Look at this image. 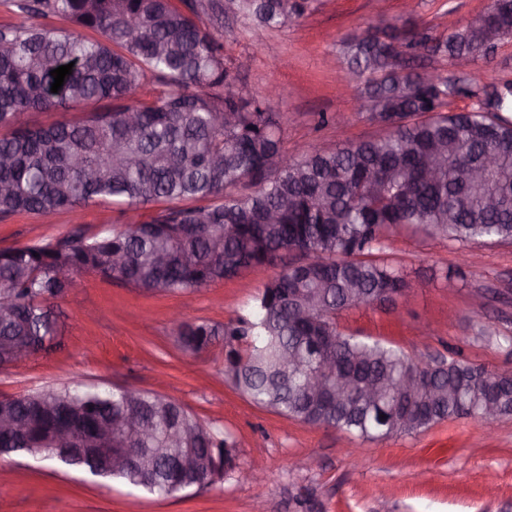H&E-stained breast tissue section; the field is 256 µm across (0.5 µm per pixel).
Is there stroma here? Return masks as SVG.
Instances as JSON below:
<instances>
[{"label":"stroma","mask_w":512,"mask_h":512,"mask_svg":"<svg viewBox=\"0 0 512 512\" xmlns=\"http://www.w3.org/2000/svg\"><path fill=\"white\" fill-rule=\"evenodd\" d=\"M488 0H314L312 10L274 29L243 25L225 12L215 32L239 87L276 113L282 147L300 154L382 135L359 116L355 89L341 83L339 43L380 20L410 21L435 35L463 29ZM458 81L478 77L475 94L452 97L465 111L512 82V36L489 62L468 70L426 62ZM341 114L318 127L320 113ZM74 215H14L0 220V249L67 233ZM385 259L406 270L408 295L390 309L356 308L341 329L379 338L418 361L461 358L512 371V243L460 248L444 240L395 235ZM270 274L242 273L189 296L142 292L80 273L55 300L60 348L0 369V396L75 382L152 391L178 399L206 426L234 441L240 467L260 459L259 480L238 471L203 489L158 498L118 483L105 487L50 460L0 459V512H512V417L494 432L473 419L366 441L311 427L256 406L225 373L224 347L181 353L175 320L224 324L247 314Z\"/></svg>","instance_id":"obj_1"}]
</instances>
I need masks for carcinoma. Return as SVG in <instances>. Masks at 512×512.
<instances>
[{
  "instance_id": "cac0c4a2",
  "label": "carcinoma",
  "mask_w": 512,
  "mask_h": 512,
  "mask_svg": "<svg viewBox=\"0 0 512 512\" xmlns=\"http://www.w3.org/2000/svg\"><path fill=\"white\" fill-rule=\"evenodd\" d=\"M250 26L280 28L312 0H230ZM24 18L0 24V216L49 215L110 200L144 219L104 236L78 227L34 244L0 249V340L25 336L31 356L61 345L53 302L73 275L117 279L147 293L193 294L245 269H273L248 315L224 324L181 322L180 350L195 356L217 339L226 373L255 405L314 427L366 440L417 434L447 420L481 419L488 404L512 415V376L460 359L420 363L381 340L346 334L344 310L395 304L409 288L402 268L380 258L400 228L462 246L512 242V119L477 107L446 112L468 92L435 73L404 72L402 56L486 61L512 35V5L489 0L463 30L437 36L413 23L380 20L342 40L344 71L363 82V109L386 134L356 144L282 149L274 113L233 85L224 42L204 24L221 22V0H13ZM48 14L101 35L86 39L30 22ZM74 63L62 88L50 71ZM150 84L162 90L136 99ZM103 109L46 126L17 124L28 111ZM444 149L435 173L423 165ZM123 257L115 265L112 256ZM378 385L372 406L332 391L347 372ZM420 378L412 389L402 382ZM67 414L112 425L147 469L94 472L101 483L150 495L182 492L173 459L189 450L234 448L176 400L148 391L81 385L0 400V417L37 436ZM151 428L141 437L122 421Z\"/></svg>"
}]
</instances>
